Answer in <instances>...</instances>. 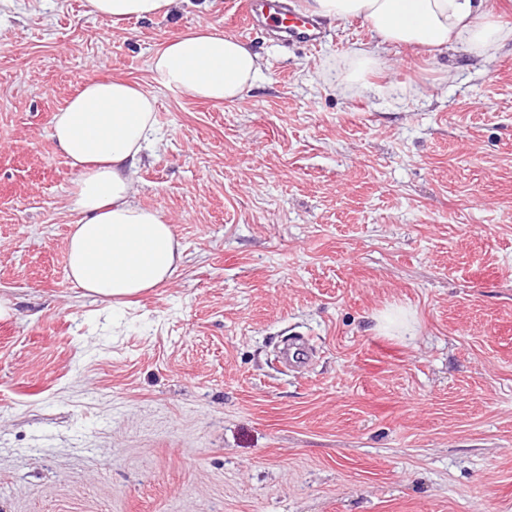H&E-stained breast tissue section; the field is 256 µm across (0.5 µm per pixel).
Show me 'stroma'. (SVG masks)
<instances>
[{
  "instance_id": "obj_1",
  "label": "stroma",
  "mask_w": 512,
  "mask_h": 512,
  "mask_svg": "<svg viewBox=\"0 0 512 512\" xmlns=\"http://www.w3.org/2000/svg\"><path fill=\"white\" fill-rule=\"evenodd\" d=\"M209 24L265 63L239 102L152 79ZM323 29L288 47L229 0L118 25L86 0L0 11V512H512V41L393 46L336 90L377 37ZM113 75L158 98L134 200L184 249L116 308L67 277L51 138ZM401 311L414 340L376 331ZM295 338L314 355L287 368Z\"/></svg>"
}]
</instances>
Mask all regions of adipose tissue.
Masks as SVG:
<instances>
[{"label":"adipose tissue","mask_w":512,"mask_h":512,"mask_svg":"<svg viewBox=\"0 0 512 512\" xmlns=\"http://www.w3.org/2000/svg\"><path fill=\"white\" fill-rule=\"evenodd\" d=\"M192 0H87L90 14L120 24L177 14ZM307 14L329 22L360 18L378 40L360 49L339 83H361L388 46H455L477 56L512 40L486 0H304ZM261 56L211 26L179 34L150 61L154 82L179 95L235 103L260 77ZM157 98L119 78L89 79L53 119L57 151L76 178L77 220L67 238V274L84 295L118 304L171 280L183 260L170 219L134 203V176L156 134Z\"/></svg>","instance_id":"adipose-tissue-1"}]
</instances>
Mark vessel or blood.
Listing matches in <instances>:
<instances>
[{
	"label": "vessel or blood",
	"mask_w": 512,
	"mask_h": 512,
	"mask_svg": "<svg viewBox=\"0 0 512 512\" xmlns=\"http://www.w3.org/2000/svg\"><path fill=\"white\" fill-rule=\"evenodd\" d=\"M238 7L247 25L264 19L269 29L288 42L316 45L321 30L307 18L291 9L288 0H239Z\"/></svg>",
	"instance_id": "1"
}]
</instances>
